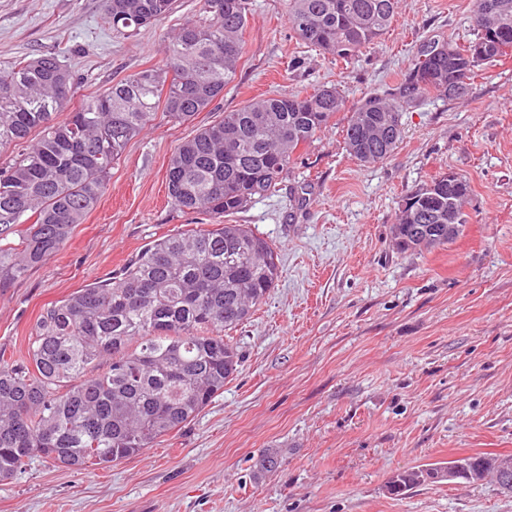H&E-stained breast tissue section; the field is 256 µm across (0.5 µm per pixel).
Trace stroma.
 Wrapping results in <instances>:
<instances>
[{
    "label": "stroma",
    "instance_id": "stroma-1",
    "mask_svg": "<svg viewBox=\"0 0 512 512\" xmlns=\"http://www.w3.org/2000/svg\"><path fill=\"white\" fill-rule=\"evenodd\" d=\"M200 0L134 38L104 0H0V66L60 47L78 96L158 65ZM472 0H400L355 58L307 47L284 0H252L246 53L212 111L179 125L157 113L113 165L105 192L62 248L0 293V353L18 359L44 307L120 272L151 241L208 227L167 195L177 145L225 112L334 86L346 107L298 151L273 195L226 216L276 248L280 276L230 330L242 361L192 421L121 462L75 471L35 459L0 483V512H512L493 485L433 483L393 496L396 471L474 454L512 455V55L482 66L473 95L407 106L384 162L346 153L342 129L365 93L394 84L431 36L474 37ZM451 170L471 186L447 248L391 243L403 199Z\"/></svg>",
    "mask_w": 512,
    "mask_h": 512
}]
</instances>
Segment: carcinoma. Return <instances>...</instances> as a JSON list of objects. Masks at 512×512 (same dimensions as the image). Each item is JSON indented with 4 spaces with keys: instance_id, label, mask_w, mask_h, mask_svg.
<instances>
[{
    "instance_id": "carcinoma-1",
    "label": "carcinoma",
    "mask_w": 512,
    "mask_h": 512,
    "mask_svg": "<svg viewBox=\"0 0 512 512\" xmlns=\"http://www.w3.org/2000/svg\"><path fill=\"white\" fill-rule=\"evenodd\" d=\"M174 0H105V21L127 37L158 21ZM399 0H286L289 28L306 45L344 60L391 25ZM494 6V37L466 45L430 37L392 88L367 93L343 130L361 163L390 158L402 141L403 107L439 92H473L479 68L512 41V0H473L479 30ZM166 47L161 64L126 76L72 108L78 78L62 51L0 67V293L45 264L93 210L112 165L155 119L190 123L224 96L244 53L249 0H202ZM345 102L335 87L275 95L224 113L180 142L167 168L173 205L215 218L273 194L296 150L327 127ZM37 140H32V134ZM469 182L442 172L401 205L392 239L402 251H432L463 232ZM458 225L448 236V225ZM280 274L272 244L244 224L157 239L116 277L92 282L43 309L25 357L0 359V482L34 459L84 470L138 454L194 419L239 372L224 332L248 320ZM465 483L497 481L474 466ZM447 478L442 462L396 472L400 496Z\"/></svg>"
}]
</instances>
